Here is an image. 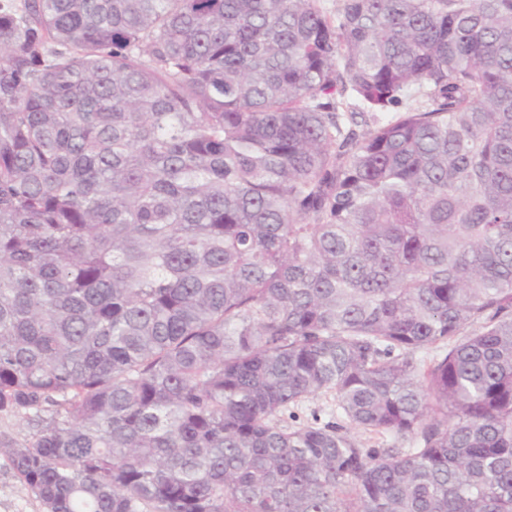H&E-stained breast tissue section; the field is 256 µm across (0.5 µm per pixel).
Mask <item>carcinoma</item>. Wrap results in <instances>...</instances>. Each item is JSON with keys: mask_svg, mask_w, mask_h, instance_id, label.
Returning a JSON list of instances; mask_svg holds the SVG:
<instances>
[{"mask_svg": "<svg viewBox=\"0 0 512 512\" xmlns=\"http://www.w3.org/2000/svg\"><path fill=\"white\" fill-rule=\"evenodd\" d=\"M0 413L43 512H512V0H0ZM317 419V421H316ZM281 425L324 424L328 421L344 423L336 414V405L330 395L318 394L303 400L297 407L291 408L276 418ZM0 434L2 437L6 436L22 441L28 437L30 431L26 423L19 417L0 413Z\"/></svg>", "mask_w": 512, "mask_h": 512, "instance_id": "cac0c4a2", "label": "carcinoma"}]
</instances>
